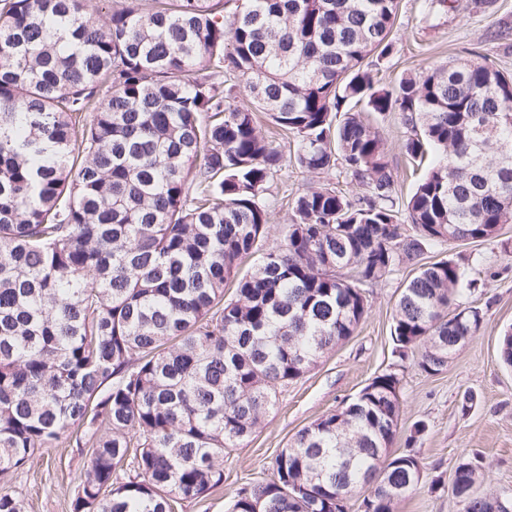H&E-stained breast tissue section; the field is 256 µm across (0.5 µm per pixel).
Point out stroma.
Here are the masks:
<instances>
[{
	"label": "stroma",
	"mask_w": 512,
	"mask_h": 512,
	"mask_svg": "<svg viewBox=\"0 0 512 512\" xmlns=\"http://www.w3.org/2000/svg\"><path fill=\"white\" fill-rule=\"evenodd\" d=\"M504 29L512 33V0H460L454 9L433 8L427 0H400L392 31L395 50L381 63L383 80L392 86L425 60L447 63L473 51L497 69L512 73V37H496ZM369 120L385 144L398 196L406 198L413 178L402 149L405 130L392 113L373 114ZM338 181L337 173L312 174L286 163L268 184L272 215L262 250L282 242L289 200L308 186ZM510 244L512 224L504 226L499 239L442 243L428 253L431 262L459 254L468 258L473 272L489 266L501 271L474 295L475 305L485 312L483 325L445 370L428 375L414 360L402 361L392 353L393 308L412 274L411 269H401L374 288L368 313L353 334L279 395L244 447L225 455L223 488L203 499L182 502L180 512H229L240 487L272 478L276 455L299 430L354 397L376 374L391 370L401 378L402 434L415 421L427 425L413 448L424 466V484L399 504L397 512H462L450 483L458 459L475 453L484 459L488 486L511 494L512 367L503 363L500 354L502 335L512 328V252L506 250ZM469 394L475 403L464 414L460 406ZM88 458V451L65 444L40 449L25 468L11 473L7 486L24 499L27 512H70ZM436 477L441 485L433 492L428 484Z\"/></svg>",
	"instance_id": "35a3bbf8"
}]
</instances>
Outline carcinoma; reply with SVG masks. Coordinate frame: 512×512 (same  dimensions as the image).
I'll list each match as a JSON object with an SVG mask.
<instances>
[{
  "instance_id": "carcinoma-1",
  "label": "carcinoma",
  "mask_w": 512,
  "mask_h": 512,
  "mask_svg": "<svg viewBox=\"0 0 512 512\" xmlns=\"http://www.w3.org/2000/svg\"><path fill=\"white\" fill-rule=\"evenodd\" d=\"M105 2L101 24L86 0H0V481L65 441L91 448L71 512H173L224 485V454L402 267L394 355L436 375L477 335L465 258L423 255L512 224V76L458 59L383 87L399 0ZM257 112L295 136L297 167L365 191L297 194L283 242L241 276L284 166ZM389 112L406 156L432 158L402 205L367 120ZM400 386L380 373L301 429L230 512H345L362 491L360 512H397L425 432L390 452ZM485 473L456 463L463 512H512ZM0 512L25 503L1 486Z\"/></svg>"
}]
</instances>
